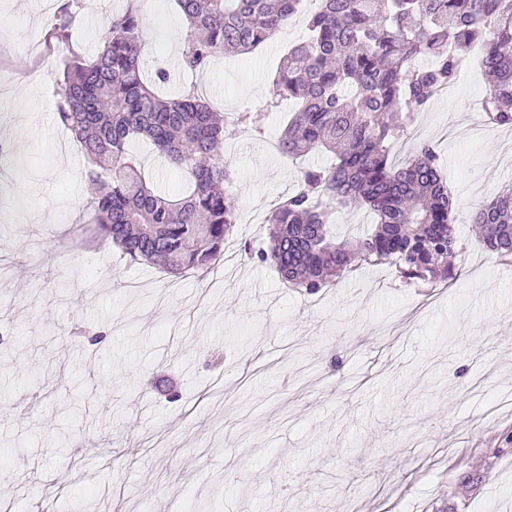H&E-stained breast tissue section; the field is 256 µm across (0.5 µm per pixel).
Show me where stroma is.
Segmentation results:
<instances>
[{
    "label": "stroma",
    "instance_id": "obj_1",
    "mask_svg": "<svg viewBox=\"0 0 512 512\" xmlns=\"http://www.w3.org/2000/svg\"><path fill=\"white\" fill-rule=\"evenodd\" d=\"M63 2L0 0V131L18 160L0 192V512H348L357 494L363 512H512V406L487 410L512 392V259L487 252L470 219L512 187V128L434 133L482 112L479 64L402 142L440 158L456 281L364 265L311 294L245 253L269 240L252 210L330 162L268 148L293 109L267 110L272 81L304 26L191 73L175 0H137L169 90L268 113L262 132L224 139L239 210L222 260L174 276L94 244L89 163L59 121L61 57L46 45ZM122 5L80 0L73 50L91 56ZM78 327L102 341H74Z\"/></svg>",
    "mask_w": 512,
    "mask_h": 512
}]
</instances>
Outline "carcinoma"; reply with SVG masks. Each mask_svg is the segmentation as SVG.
Segmentation results:
<instances>
[{"instance_id": "1", "label": "carcinoma", "mask_w": 512, "mask_h": 512, "mask_svg": "<svg viewBox=\"0 0 512 512\" xmlns=\"http://www.w3.org/2000/svg\"><path fill=\"white\" fill-rule=\"evenodd\" d=\"M188 27L183 69H205L219 53L248 52L275 40L303 0H175ZM71 4L49 38L63 55L58 116L90 160L96 186L95 236L121 256L173 273H208L224 256L238 220L234 180L221 147L224 114L187 87L174 97L145 76L142 18L128 5L112 15L103 47L91 57L69 44ZM486 46L481 69L490 87V123L512 127V0H319L307 36L283 57L267 107L290 97L298 109L278 140L286 157L325 150L327 169H307L298 190L271 208L269 243L245 248L295 288L316 293L332 276L379 263L400 277L434 283L453 274L457 250L448 186L433 147L422 142L403 164L389 144L410 115L451 84L472 47ZM154 145L182 172L185 187L167 196L147 184L130 145ZM364 207L374 228L358 240L332 239L337 207ZM482 243L512 257V189L472 214Z\"/></svg>"}]
</instances>
